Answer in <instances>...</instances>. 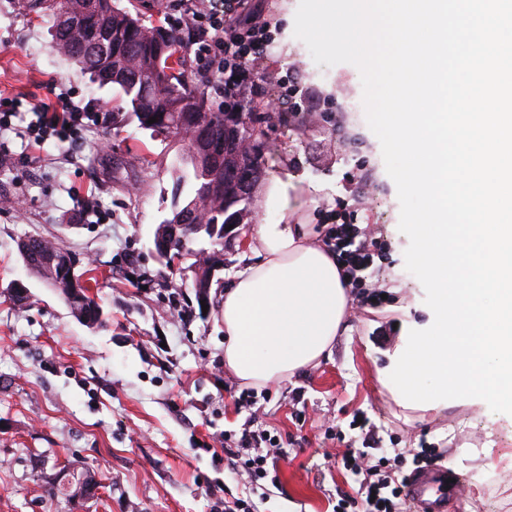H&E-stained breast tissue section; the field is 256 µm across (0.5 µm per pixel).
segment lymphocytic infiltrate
Listing matches in <instances>:
<instances>
[{
    "instance_id": "f902f5d3",
    "label": "lymphocytic infiltrate",
    "mask_w": 512,
    "mask_h": 512,
    "mask_svg": "<svg viewBox=\"0 0 512 512\" xmlns=\"http://www.w3.org/2000/svg\"><path fill=\"white\" fill-rule=\"evenodd\" d=\"M179 12L180 25L192 33L194 57L198 65L218 75L228 111H236L247 96L261 88L254 67L266 55L269 22L252 0H172ZM37 119L23 133L31 147L38 148L49 138L65 143L74 140L85 118L84 112L68 99L36 109ZM332 224L325 239L336 260L348 274L359 303L371 304L378 297L364 292L361 276L373 262L379 248L377 238L362 230L352 213L331 212ZM269 437L262 430L246 431L241 436H224V454L229 470H243L253 480L265 479L267 457L261 452ZM400 460L379 458L363 472L355 495L342 497L336 512H405L403 483L398 475Z\"/></svg>"
}]
</instances>
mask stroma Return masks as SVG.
<instances>
[{
  "label": "stroma",
  "instance_id": "stroma-1",
  "mask_svg": "<svg viewBox=\"0 0 512 512\" xmlns=\"http://www.w3.org/2000/svg\"><path fill=\"white\" fill-rule=\"evenodd\" d=\"M262 3L271 22L257 66L266 95L245 109L265 117L264 169L238 231L283 218L323 225L345 206L383 244L363 277L384 300L356 305L319 365L278 385L242 386L224 368L219 293L252 255L243 243L224 252L202 308L193 256L170 267L154 251L186 143L133 122L113 126L118 89L99 88L57 52L51 17L0 0V98L17 102L0 128V512H224L236 498L252 512H333L340 493L358 488L350 448L368 465L399 458L407 475L435 458L464 481L448 512H512V422L462 398L408 418L377 381L407 324L428 318L424 288L405 268L397 189L365 114L336 94L337 75L356 80L358 69L314 62L293 33L299 0ZM61 94L97 120L74 146L51 139L30 148L22 131L35 107ZM287 173L299 178L290 195L301 206L284 217L265 208V187ZM310 179L326 183V194L312 195ZM85 194L96 211L80 206ZM31 235L61 243L78 270H91L105 327L78 321L25 266L18 245ZM16 280L29 288V306L9 297ZM247 427L274 440L259 485L225 466V433ZM77 471L94 473L95 497L56 493Z\"/></svg>",
  "mask_w": 512,
  "mask_h": 512
}]
</instances>
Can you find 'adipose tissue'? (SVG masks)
<instances>
[{"instance_id": "obj_1", "label": "adipose tissue", "mask_w": 512, "mask_h": 512, "mask_svg": "<svg viewBox=\"0 0 512 512\" xmlns=\"http://www.w3.org/2000/svg\"><path fill=\"white\" fill-rule=\"evenodd\" d=\"M247 248L253 263L222 295L224 366L243 385L264 387L331 355L353 298L313 225H255Z\"/></svg>"}]
</instances>
